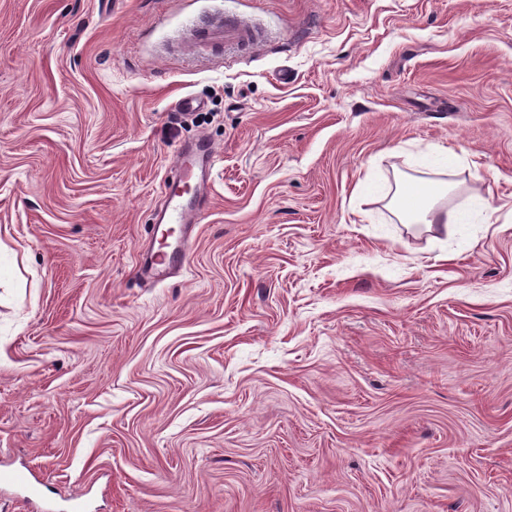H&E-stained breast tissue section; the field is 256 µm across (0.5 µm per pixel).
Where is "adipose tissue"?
Returning <instances> with one entry per match:
<instances>
[{"label": "adipose tissue", "instance_id": "adipose-tissue-1", "mask_svg": "<svg viewBox=\"0 0 512 512\" xmlns=\"http://www.w3.org/2000/svg\"><path fill=\"white\" fill-rule=\"evenodd\" d=\"M460 161V155L452 149L438 148L421 164L418 176L399 185L392 203L403 223L422 224L443 235L467 224L486 223L488 206L485 201H478L466 210L443 207L438 203L446 188L434 180V173L451 168Z\"/></svg>", "mask_w": 512, "mask_h": 512}]
</instances>
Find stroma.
Instances as JSON below:
<instances>
[{
  "label": "stroma",
  "mask_w": 512,
  "mask_h": 512,
  "mask_svg": "<svg viewBox=\"0 0 512 512\" xmlns=\"http://www.w3.org/2000/svg\"><path fill=\"white\" fill-rule=\"evenodd\" d=\"M0 512H512V0H0ZM197 35L215 48L253 49L263 41L262 31L258 27L242 22L237 17H224L207 23ZM464 159L452 149L441 147L431 153L429 158L420 165L418 173L410 182L398 186L392 198L397 216L402 223L425 224L428 230L435 228L448 238L453 232L467 224L487 223V203L479 200L467 210L443 207L438 198L446 191L447 184L441 185L430 174L457 165ZM174 165L180 175L179 182L169 184L167 190V206L164 216L165 224H187L196 223L200 217L201 211L196 208L195 198L186 199L185 193H180L179 183L183 179H192L196 177L197 170L200 167V157L197 153L181 152L177 155Z\"/></svg>",
  "instance_id": "1"
}]
</instances>
